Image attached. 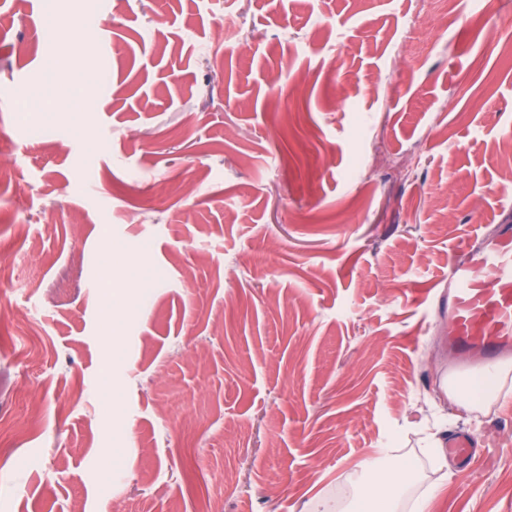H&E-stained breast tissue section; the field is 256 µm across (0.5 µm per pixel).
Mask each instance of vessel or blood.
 Returning a JSON list of instances; mask_svg holds the SVG:
<instances>
[{"label":"vessel or blood","mask_w":512,"mask_h":512,"mask_svg":"<svg viewBox=\"0 0 512 512\" xmlns=\"http://www.w3.org/2000/svg\"><path fill=\"white\" fill-rule=\"evenodd\" d=\"M448 334L444 342L457 363L490 366L512 353V226L450 263ZM448 453L469 465L475 448L464 433L448 441Z\"/></svg>","instance_id":"obj_1"}]
</instances>
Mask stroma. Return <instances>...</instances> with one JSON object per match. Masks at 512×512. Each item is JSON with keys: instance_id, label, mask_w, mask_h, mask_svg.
<instances>
[{"instance_id": "1", "label": "stroma", "mask_w": 512, "mask_h": 512, "mask_svg": "<svg viewBox=\"0 0 512 512\" xmlns=\"http://www.w3.org/2000/svg\"><path fill=\"white\" fill-rule=\"evenodd\" d=\"M0 0V512H301L442 479L448 264L512 225V0ZM88 112L21 113L83 84ZM414 482L412 471L397 470L384 484L363 483L360 489V497L369 501L370 505L375 504L372 511L375 512H398L401 502L408 487Z\"/></svg>"}]
</instances>
